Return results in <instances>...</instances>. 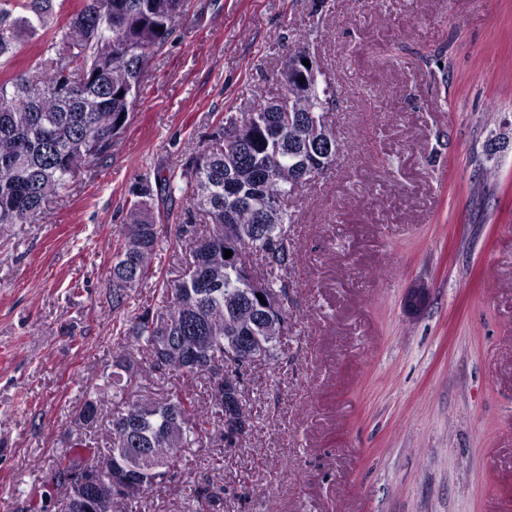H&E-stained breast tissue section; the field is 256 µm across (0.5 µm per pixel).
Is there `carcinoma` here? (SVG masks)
I'll use <instances>...</instances> for the list:
<instances>
[{
  "mask_svg": "<svg viewBox=\"0 0 512 512\" xmlns=\"http://www.w3.org/2000/svg\"><path fill=\"white\" fill-rule=\"evenodd\" d=\"M188 2L81 0V7L56 25L52 0H4L0 57L17 54L25 38L39 28L53 33L26 72L0 82L1 228L41 218L69 177L112 147V138L128 126L142 92L143 72L172 35L175 19ZM84 73L94 75L93 80L75 85L69 96L59 94L62 79ZM284 98L296 100L304 111L316 110L317 122L296 126L288 123L286 112H229L216 128V148L195 152L181 171L190 207L201 213L205 229L181 238L185 267L179 279L164 284L161 309L144 308L126 330L138 355L118 360L119 371L108 382L113 393L127 395L124 407L112 408L108 394L95 389L73 423L72 448L53 460L58 512H79L60 460L84 451L91 461L110 457L128 447L131 437L150 449L142 466L143 491L171 481L170 469L190 437L207 435L209 426L224 422L231 403L243 401V376L249 364L224 356L230 337L257 336L264 359L274 357L289 318L288 293L280 275L288 268L285 225L294 222L288 199L323 175L342 150L335 141L334 156L318 157L311 167L313 175L301 179L299 166L314 152L324 112L337 107L336 88L317 99L290 77ZM237 123L250 125L244 142H224L225 125ZM268 124L282 126L280 139L262 134L260 127ZM151 193V186L143 184L144 200L134 205L124 236L114 245V309L152 274L162 229L145 201ZM266 241L274 242V249L258 276L263 283L260 300L236 262L224 254L231 247L248 263L265 249ZM128 255L137 260L136 275L123 267ZM194 336L210 337L211 349L185 369L182 358L194 346ZM164 370L190 380L207 373L208 399L202 401L188 391L160 398L135 393L141 377ZM104 417L110 422L107 447L85 449L83 431Z\"/></svg>",
  "mask_w": 512,
  "mask_h": 512,
  "instance_id": "1",
  "label": "carcinoma"
}]
</instances>
